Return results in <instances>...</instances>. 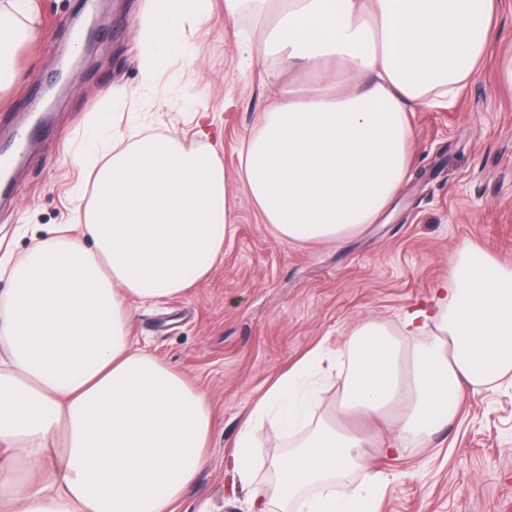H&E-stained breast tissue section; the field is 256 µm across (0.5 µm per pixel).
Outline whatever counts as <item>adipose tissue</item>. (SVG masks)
<instances>
[{"label": "adipose tissue", "instance_id": "ef3b65f1", "mask_svg": "<svg viewBox=\"0 0 512 512\" xmlns=\"http://www.w3.org/2000/svg\"><path fill=\"white\" fill-rule=\"evenodd\" d=\"M275 24L249 52L271 61L274 94L240 153L239 182L273 233L341 241L374 223L410 166L417 105L453 106L493 37L498 0H251ZM210 0H150L139 26L145 83ZM34 0H0V91L38 37ZM336 82L305 98L284 72ZM93 173L75 225L52 229L19 261L0 256V512H177L208 457V394L131 341L132 306L182 297L224 257L233 234L219 144L148 135L78 154ZM79 237H70V230ZM342 381L315 416L318 375ZM512 387V267L463 247L427 305L396 326L360 319L342 348L316 344L270 382L234 443L243 485L257 427L295 436L274 462L257 512H378L387 478L347 415L391 421L398 452L455 421L467 392Z\"/></svg>", "mask_w": 512, "mask_h": 512}]
</instances>
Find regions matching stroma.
Wrapping results in <instances>:
<instances>
[{"label": "stroma", "mask_w": 512, "mask_h": 512, "mask_svg": "<svg viewBox=\"0 0 512 512\" xmlns=\"http://www.w3.org/2000/svg\"><path fill=\"white\" fill-rule=\"evenodd\" d=\"M144 0H35L36 46L15 59L16 86L0 93V123L36 112L44 136L16 169L17 194L0 204V254L20 260L71 221L70 197L82 173L71 156L92 126L120 132L192 134V115L211 112L235 224L224 259L183 298L136 306L137 348L205 390L215 433L206 465L178 512H251L249 489L234 472L233 447L251 403L268 380L318 342L343 345L351 327L373 317L396 324L448 276L460 248L482 246L512 265V92L500 73L512 53V0H499L495 32L480 70L454 108L415 107L413 164L396 198L373 224L342 243L304 246L276 239L238 185V154L272 94L263 62L244 61V38L263 30L247 10L224 18V0L186 26L163 77L144 87L135 62ZM75 81L53 88L58 70ZM125 88L124 107L104 99ZM292 443L270 424L255 448L254 484L267 488L268 464ZM389 483L379 512H512V387L467 396L458 418L402 456L375 454Z\"/></svg>", "instance_id": "35a3bbf8"}]
</instances>
